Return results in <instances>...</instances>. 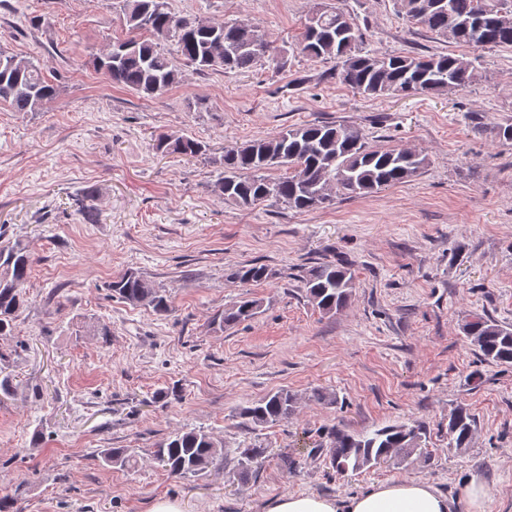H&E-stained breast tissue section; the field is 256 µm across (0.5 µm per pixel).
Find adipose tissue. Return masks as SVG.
I'll list each match as a JSON object with an SVG mask.
<instances>
[{
    "label": "adipose tissue",
    "mask_w": 512,
    "mask_h": 512,
    "mask_svg": "<svg viewBox=\"0 0 512 512\" xmlns=\"http://www.w3.org/2000/svg\"><path fill=\"white\" fill-rule=\"evenodd\" d=\"M268 512H453L452 502L431 485L394 480L343 498L313 494L285 495Z\"/></svg>",
    "instance_id": "ef3b65f1"
}]
</instances>
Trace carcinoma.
<instances>
[{
  "label": "carcinoma",
  "instance_id": "1",
  "mask_svg": "<svg viewBox=\"0 0 512 512\" xmlns=\"http://www.w3.org/2000/svg\"><path fill=\"white\" fill-rule=\"evenodd\" d=\"M127 30L135 37L118 40L96 64L115 85L154 97L166 93L181 79L182 67L222 69L241 73L254 69L273 55L270 41L257 23L215 22L171 12L167 0H120ZM412 23L438 38L476 49L512 45V0H398ZM173 42L174 52L160 47ZM362 39L351 14L334 7L312 14L297 48L313 60H336L335 76L351 91L366 98L409 96L422 86L426 92L445 95L483 78L471 62L448 53L417 56L410 53L379 54L360 47ZM56 94V87L30 60L0 49V102L14 112H37ZM167 156L195 158L206 147L187 137L161 135L152 144ZM222 169L218 191L224 200L242 208L273 199L297 211H310L333 201L337 192L366 196L404 183L428 165L416 150L367 146L362 131L337 122L302 124L268 138L224 146L214 160ZM272 170L280 174L271 178ZM94 193L77 202L88 224L97 221ZM30 253L20 243L0 247V337L14 332L15 320L25 305V284ZM243 283H261L273 277L267 266L251 263L230 273ZM301 283L308 301L325 314L345 308L355 288L348 263L341 259L315 262L303 270ZM121 299L151 309L159 315L172 310L171 293L156 288L143 275L127 271L112 281ZM260 299L242 300L224 309L214 321L222 328L252 320L262 312ZM463 333L480 361L512 367V325L488 315H472ZM299 398L280 389L253 402L240 417L254 426L287 420L295 414ZM475 417L458 407L448 420L449 446H470ZM330 465L339 474L381 464L408 467L429 460L426 428L413 422L395 423L372 431L350 433L332 427L326 433ZM222 443L203 430L175 432L158 443L154 457L169 474L181 479L197 477L220 454ZM237 458L238 480H249L265 449L254 446L232 450ZM104 461L131 469L137 464L130 448H110Z\"/></svg>",
  "mask_w": 512,
  "mask_h": 512
}]
</instances>
